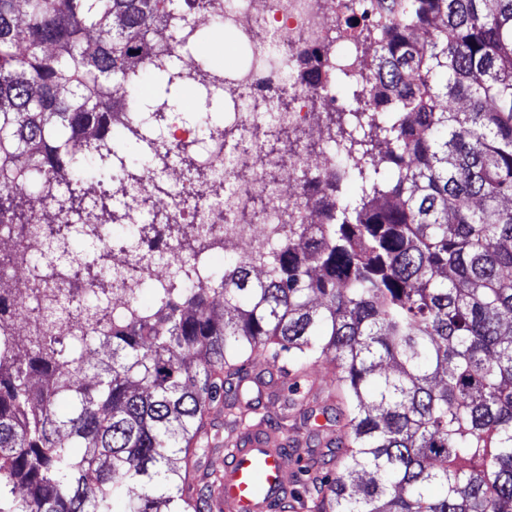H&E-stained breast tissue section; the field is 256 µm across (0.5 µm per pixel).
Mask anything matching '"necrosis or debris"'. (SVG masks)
Segmentation results:
<instances>
[{
	"instance_id": "4bbe7bcc",
	"label": "necrosis or debris",
	"mask_w": 512,
	"mask_h": 512,
	"mask_svg": "<svg viewBox=\"0 0 512 512\" xmlns=\"http://www.w3.org/2000/svg\"><path fill=\"white\" fill-rule=\"evenodd\" d=\"M361 12L360 0H206L204 25L215 31H234L248 57L228 79L225 92L235 104L230 124L236 142H227L223 132L199 140L192 129L172 126L160 140L163 148L185 147L196 153L197 163L214 174L213 183H197L171 174L174 194L193 199L182 207L157 196V175L143 167L139 192L155 198L168 223L204 225L214 247L237 252L245 260L279 245L289 225L314 223L315 202L325 185L324 177L335 170V136H328L326 147L318 153L300 152L295 161L282 169L279 181L272 182L267 172L277 166L269 154L263 134L268 130L289 129L308 132L318 124L313 103L336 109L338 103L330 89V75L351 72L363 85H370L367 48L359 34L336 28V18L346 10ZM316 55L321 77L310 84H296L293 71L299 52ZM287 90L294 101L288 111L274 105L273 98L258 96L259 85ZM32 202L30 221L36 225L68 224L71 216L53 207L56 194L48 179L24 185ZM32 254L40 258L41 268L20 263L0 267V286L13 288L23 332L34 328L36 300L31 293L44 270L74 263L71 249L44 245L36 236L18 238L0 226V251ZM112 284L100 304L108 318L131 316L139 307L140 290L152 285H174L173 269L183 259L176 250L165 255L116 250L112 253Z\"/></svg>"
}]
</instances>
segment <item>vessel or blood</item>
<instances>
[{"instance_id": "b4317fda", "label": "vessel or blood", "mask_w": 512, "mask_h": 512, "mask_svg": "<svg viewBox=\"0 0 512 512\" xmlns=\"http://www.w3.org/2000/svg\"><path fill=\"white\" fill-rule=\"evenodd\" d=\"M286 459L279 439L269 430L261 425L249 429L224 464L220 512H274L288 486Z\"/></svg>"}]
</instances>
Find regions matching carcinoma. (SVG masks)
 Segmentation results:
<instances>
[{"label":"carcinoma","mask_w":512,"mask_h":512,"mask_svg":"<svg viewBox=\"0 0 512 512\" xmlns=\"http://www.w3.org/2000/svg\"><path fill=\"white\" fill-rule=\"evenodd\" d=\"M364 8L374 94L344 80L360 121L335 163L356 191L329 186L325 223L105 331L29 336L21 357L0 288V512H203L189 474L210 410L247 416L260 361L297 394L324 358L336 450L280 512H512V0ZM192 19L176 0H0V225L25 230L32 175L66 182L75 214L88 171L124 185L169 165L120 154L112 129L138 143L177 109L167 41L196 37ZM146 76L162 96L143 100ZM317 77L303 55L297 78ZM267 146L296 154L288 131ZM46 292L49 326L69 298ZM99 347L111 360L76 384Z\"/></svg>","instance_id":"1"}]
</instances>
